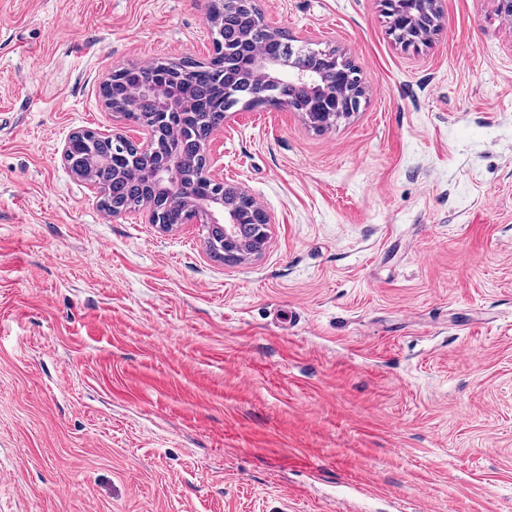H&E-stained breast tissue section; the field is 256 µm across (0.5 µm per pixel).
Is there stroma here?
<instances>
[{"label":"stroma","mask_w":512,"mask_h":512,"mask_svg":"<svg viewBox=\"0 0 512 512\" xmlns=\"http://www.w3.org/2000/svg\"><path fill=\"white\" fill-rule=\"evenodd\" d=\"M210 0H0V512H512V20L445 0H256L359 70L325 131L235 107L210 170L264 253L106 217L62 164L133 141L117 66L213 53ZM421 7L415 12H408L404 17V37L409 42H422L436 33L442 26L444 13L442 0H420Z\"/></svg>","instance_id":"stroma-1"}]
</instances>
